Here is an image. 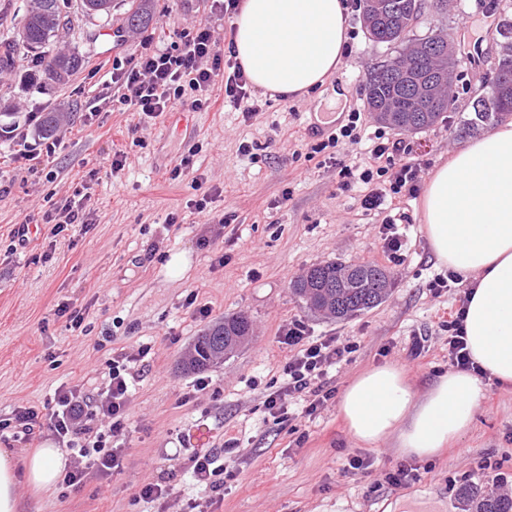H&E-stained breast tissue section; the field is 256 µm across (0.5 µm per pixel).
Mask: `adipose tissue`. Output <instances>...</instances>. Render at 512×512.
<instances>
[{
    "label": "adipose tissue",
    "mask_w": 512,
    "mask_h": 512,
    "mask_svg": "<svg viewBox=\"0 0 512 512\" xmlns=\"http://www.w3.org/2000/svg\"><path fill=\"white\" fill-rule=\"evenodd\" d=\"M232 25L237 62L269 97L308 94L342 62V0H242ZM421 222L439 264L474 284L464 318L472 360L480 373L512 385V122L434 170ZM480 373H448L420 397L401 368L377 366L348 384L339 412L356 442L373 447L394 436L402 454L430 459L470 429ZM65 463L51 445L21 462L0 449V512H18L20 484L53 486Z\"/></svg>",
    "instance_id": "adipose-tissue-1"
}]
</instances>
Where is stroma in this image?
<instances>
[{
  "mask_svg": "<svg viewBox=\"0 0 512 512\" xmlns=\"http://www.w3.org/2000/svg\"><path fill=\"white\" fill-rule=\"evenodd\" d=\"M158 17L147 33L116 40L110 27L75 22L60 29L50 48L79 50L82 67L66 84L48 79L32 58L0 72V126L29 138L33 112H56L62 143L51 158L53 182L29 180L13 139L0 138V420L19 407L43 408L63 385L103 388L107 362L148 348L129 407V432L119 445L123 465L81 488L57 484L48 491L20 485L21 512H394L400 500L414 512H465L462 486L493 494L494 482L512 496V386L481 383L482 397L468 432L433 459L400 454L395 439L376 447L356 443L331 399L312 417L274 420L266 396L277 390L289 352L280 336L289 322L312 336L356 341L330 381L337 395L360 372L384 364L403 368L418 391L448 373V337L437 323L465 301L470 285L459 281L442 292L429 283L442 271L427 242L419 198L399 204L406 233L402 263L384 253L382 221L364 210L358 191L339 187L333 164L316 166L300 148L311 113L363 112L372 132L397 136L366 104L365 86L377 64L397 56L395 46L373 42L361 13L347 16L349 51L322 91L282 100L256 94L258 112L245 118L214 88L209 110L192 113V132L180 131L171 114L156 118L126 111L112 64L144 50L143 35L163 42L194 22H207L218 38H230L231 18L212 0H158ZM512 20V0H460L455 7L426 10L412 31L423 39L442 34L457 40L458 81L446 120L406 134L415 156L437 167L468 137L458 127L485 94L499 51V29ZM251 144V155L240 145ZM126 157L111 172L113 152ZM193 153L194 166L217 190L215 222L189 208L197 193L168 176L177 156ZM87 185L92 221L60 232L39 225L26 248L15 232L27 217L51 207L48 192L71 196ZM371 262L390 276L388 298L346 321L311 313L290 288L305 269L326 262ZM207 316L187 308L188 296ZM85 316V332L70 328L62 305ZM247 314L251 337L207 370L180 368L194 339L224 316ZM425 350L411 358L414 337ZM214 457L222 469L224 499L197 484V457ZM364 459L351 469V458ZM415 475L399 485L389 474L401 467ZM145 481L173 487L171 498L135 499Z\"/></svg>",
  "mask_w": 512,
  "mask_h": 512,
  "instance_id": "35a3bbf8",
  "label": "stroma"
}]
</instances>
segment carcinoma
<instances>
[{
	"mask_svg": "<svg viewBox=\"0 0 512 512\" xmlns=\"http://www.w3.org/2000/svg\"><path fill=\"white\" fill-rule=\"evenodd\" d=\"M125 10L117 19L112 34L119 38L127 31L149 28L155 22L154 0H123ZM389 12L383 18H370L366 4H361L366 31L377 29L381 42L394 44L390 40L392 28L413 29L417 15L414 0H386ZM82 16L92 21L103 16L109 17L114 9V0H100L96 9L88 7L81 0ZM73 25L68 0H28L21 20L22 29L16 41L0 45V71L8 70L20 60V50L39 54L45 63V70L53 72L57 79L77 71L83 64L79 52L69 55H51L48 47L55 32ZM504 39L497 67L512 73V23L501 27ZM456 66V61L444 53L441 38L431 36L420 40L416 48L404 52L390 61L373 69L366 83V103L370 111L379 109V102H390L393 114L399 119H410L419 114L410 85L414 80L428 75L437 65ZM491 106L484 109L473 107V117L463 121L460 134L474 135L489 125L512 119V85L490 87L482 96ZM358 275L356 288H342L341 282L347 271ZM290 287L306 306L332 318L346 320L361 315L380 305L388 297L391 282L385 269L369 262L345 264L327 262L306 269L291 281ZM252 323L243 315H229L206 328L195 338L194 353L183 364L187 372H200L221 357L224 347L234 349L237 341L251 335ZM465 506L470 512H512V497L486 496L476 487H466L461 492Z\"/></svg>",
	"mask_w": 512,
	"mask_h": 512,
	"instance_id": "carcinoma-1",
	"label": "carcinoma"
}]
</instances>
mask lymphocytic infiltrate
<instances>
[{
	"label": "lymphocytic infiltrate",
	"mask_w": 512,
	"mask_h": 512,
	"mask_svg": "<svg viewBox=\"0 0 512 512\" xmlns=\"http://www.w3.org/2000/svg\"><path fill=\"white\" fill-rule=\"evenodd\" d=\"M223 50L212 27L194 23L178 31L166 46L140 53L127 62L112 65V80L123 90L120 102L128 111L156 117L177 109L201 112L210 108V90L216 81L224 83V100L252 117L257 106L252 101L251 85L241 68L222 73ZM361 112L350 113L347 124L328 139L305 143L308 158L320 157L335 161L339 184L344 190L358 183L367 187L360 200L363 209L379 210L387 200L417 192L421 174L426 167L414 156L404 139L390 138L376 142L362 166L354 167L339 160L343 144L362 139ZM464 311H449L447 320L438 325L448 335V363L461 370H475L464 341ZM290 356L283 367V383L266 400L271 415L287 416L288 402H303L302 415L312 416L326 406L335 394L327 376L353 343H342L333 336L311 338L302 322L289 323L280 338ZM147 348L113 359L109 365L104 391L96 404H89L82 386L59 387L54 404L46 413L32 407H19L11 418L0 421V431L12 430L14 438L30 442L40 429H48L67 455L73 459L65 470L63 482L81 487L92 474L109 475L122 466L112 440L127 427L128 405L136 380L135 367L143 361Z\"/></svg>",
	"instance_id": "1"
}]
</instances>
